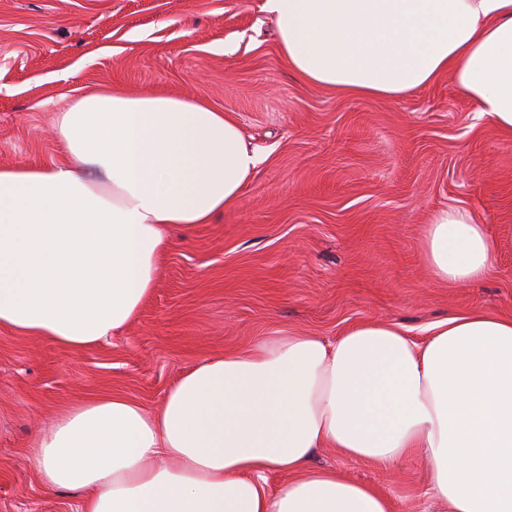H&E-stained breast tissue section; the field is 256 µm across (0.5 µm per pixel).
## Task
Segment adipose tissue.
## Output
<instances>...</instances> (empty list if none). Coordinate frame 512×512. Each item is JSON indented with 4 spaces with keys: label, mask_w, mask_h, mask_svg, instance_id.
<instances>
[{
    "label": "adipose tissue",
    "mask_w": 512,
    "mask_h": 512,
    "mask_svg": "<svg viewBox=\"0 0 512 512\" xmlns=\"http://www.w3.org/2000/svg\"><path fill=\"white\" fill-rule=\"evenodd\" d=\"M306 82L399 98L450 74L512 133V0H263ZM61 159L0 167V326L100 344L152 295L170 232L242 198L261 155L202 99L102 89L57 112ZM493 239L466 209L433 215L432 276L482 280ZM40 481L86 512H391L375 489L314 466L331 448L388 468L420 454L448 512H512V317L480 308L429 326L365 323L335 340L281 331L201 361L148 410L72 403L29 445ZM287 475L271 490L270 473Z\"/></svg>",
    "instance_id": "adipose-tissue-1"
}]
</instances>
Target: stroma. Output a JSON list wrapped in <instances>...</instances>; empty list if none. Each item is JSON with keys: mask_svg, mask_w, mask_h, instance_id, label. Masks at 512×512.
<instances>
[{"mask_svg": "<svg viewBox=\"0 0 512 512\" xmlns=\"http://www.w3.org/2000/svg\"><path fill=\"white\" fill-rule=\"evenodd\" d=\"M112 87L205 99L263 161L236 207L174 232L153 295L108 341L71 349L0 328V512H81V496L43 488L28 448L72 402L156 408L188 368L283 329L332 340L395 322L421 338L476 305L512 316V135L450 76L399 99L311 85L262 0H0V166L58 162L56 113ZM448 208L497 243L478 284L439 283L425 263V226ZM315 463L392 512H446L424 457L383 471L326 448Z\"/></svg>", "mask_w": 512, "mask_h": 512, "instance_id": "stroma-1", "label": "stroma"}]
</instances>
